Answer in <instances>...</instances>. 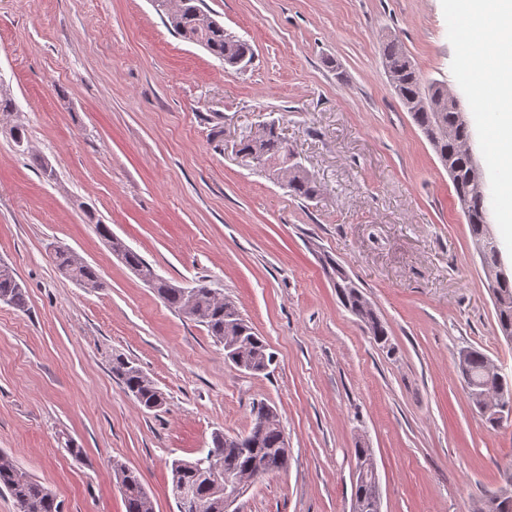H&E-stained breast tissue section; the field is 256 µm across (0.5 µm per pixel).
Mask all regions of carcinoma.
Masks as SVG:
<instances>
[{
  "label": "carcinoma",
  "mask_w": 512,
  "mask_h": 512,
  "mask_svg": "<svg viewBox=\"0 0 512 512\" xmlns=\"http://www.w3.org/2000/svg\"><path fill=\"white\" fill-rule=\"evenodd\" d=\"M157 10L167 18L169 28L180 37L209 51L228 66H235L240 60H251V44L239 37H232L216 19L204 11L199 0H153ZM383 62L397 97L414 123L420 128L437 157L450 161L451 182L471 234L475 241L484 238L486 209L480 186L470 172L468 160L464 154L465 145L472 139L471 130L457 119V112L448 102H443L438 110L428 107L409 108V104L421 99L437 82H425L402 46L391 40L383 49ZM241 152L262 163L278 176L288 174V188L294 196L312 199L318 194L315 180L298 161H289L288 145L273 125L243 138ZM99 235L107 241L111 250L119 251L121 260L141 281L151 278L154 292L170 309L187 318L202 323L216 343L224 340L239 339L244 343L239 354V365L251 372L260 373L269 368L273 356L262 337L258 336L249 322L242 317L237 307L230 301L218 297L205 284L198 285L194 301H189L187 289L181 288L159 276L153 266L138 253L127 247L121 240L112 236L105 224L96 225ZM59 269L70 279L90 288H101L96 272L75 253L58 248L55 250ZM336 275V294L342 304L364 324L369 334L378 343L388 339V331L372 307L367 305L359 287L348 277ZM4 303L18 309L27 306V292L15 279L10 267L0 266V297ZM466 358L458 361L457 370L464 382L468 398L479 411L486 409L483 401L474 395V387L481 386L491 395L512 397V379L500 373L491 376L485 371L489 358L482 352L469 349ZM115 375L147 410L160 407L158 391L146 377L140 367L123 358H117L112 364ZM282 426L278 414H273L259 438V444L251 452L238 447H224V433L216 432L207 452L193 461H179V466H171L172 483L180 481L197 484L202 504L201 512H223L224 494L221 487L205 478H200L194 469L199 463L215 462L226 473L246 476L254 464L264 466L267 474L288 468L290 449L286 448L282 438ZM115 475L124 498L126 512H153L152 502L145 490L139 472L122 463H115ZM0 488L7 490L15 503L23 502L26 512H60V503L56 495L19 467L7 455L0 454Z\"/></svg>",
  "instance_id": "cac0c4a2"
}]
</instances>
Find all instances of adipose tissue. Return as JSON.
Instances as JSON below:
<instances>
[{"mask_svg": "<svg viewBox=\"0 0 512 512\" xmlns=\"http://www.w3.org/2000/svg\"><path fill=\"white\" fill-rule=\"evenodd\" d=\"M460 26L466 44L468 69L487 64L484 79L476 81V98L492 97L496 113L488 131L486 162L493 168L512 166V0H466Z\"/></svg>", "mask_w": 512, "mask_h": 512, "instance_id": "1", "label": "adipose tissue"}]
</instances>
